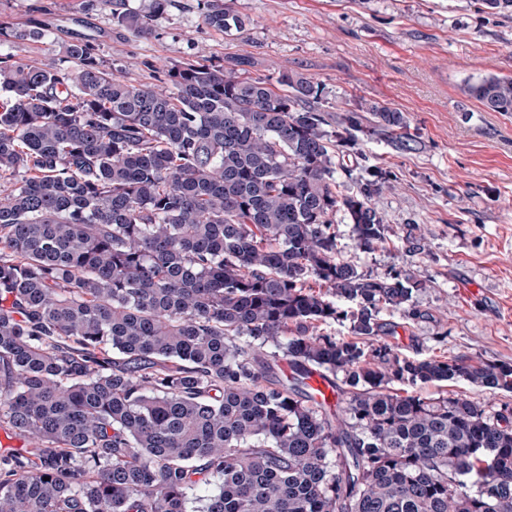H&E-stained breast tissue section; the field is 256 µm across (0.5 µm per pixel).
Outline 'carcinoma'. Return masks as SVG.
Here are the masks:
<instances>
[{
    "mask_svg": "<svg viewBox=\"0 0 512 512\" xmlns=\"http://www.w3.org/2000/svg\"><path fill=\"white\" fill-rule=\"evenodd\" d=\"M100 2L147 37L172 0ZM204 22L248 25L236 0ZM64 53L0 57V429L25 439L0 455V512H187L214 478L199 512H512V405L393 388L512 392V365L366 346L424 281L339 257L336 216L373 249L395 184L358 151L357 189L337 174L361 138L404 139V113L359 103L331 130L321 85L286 66L200 59L133 85L81 37ZM462 91L512 113V76ZM340 320L348 338L322 332ZM316 371L342 375L339 412L307 390ZM396 389H407L408 391L417 392L422 396H437L438 393L448 392V395L456 394L462 397L477 402L478 404L485 406L487 409H499L502 403H512V393L477 387L471 383L460 380L447 383L431 384L422 387H407L395 384L393 386Z\"/></svg>",
    "mask_w": 512,
    "mask_h": 512,
    "instance_id": "1",
    "label": "carcinoma"
}]
</instances>
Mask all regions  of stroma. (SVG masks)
Wrapping results in <instances>:
<instances>
[{
    "label": "stroma",
    "mask_w": 512,
    "mask_h": 512,
    "mask_svg": "<svg viewBox=\"0 0 512 512\" xmlns=\"http://www.w3.org/2000/svg\"><path fill=\"white\" fill-rule=\"evenodd\" d=\"M250 20L229 37L203 21L204 0H173L139 38L112 22L100 0H0V24L39 26L51 40H0L15 63L67 66L63 46L90 39L105 66L134 85L157 82L163 65L244 57L255 76L292 67L323 88L332 116L357 103L403 112L409 139L383 133L359 142L394 191L377 201L386 240L366 250L351 225L336 226L341 254L359 271H411L423 279L405 308L382 311L385 344L414 358L512 364V113L487 112L462 82L512 75V20L475 0H237ZM489 409L512 393L460 380L419 387Z\"/></svg>",
    "instance_id": "obj_1"
}]
</instances>
